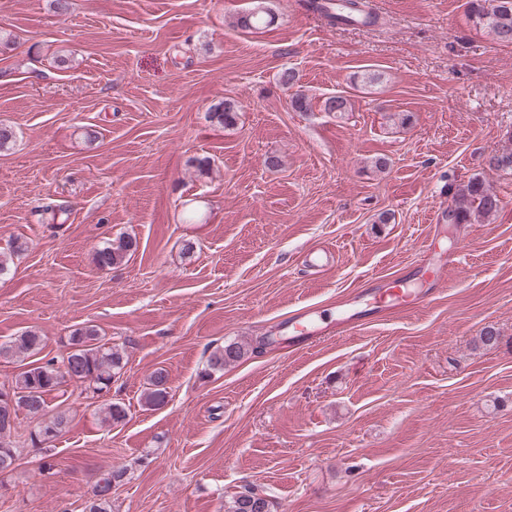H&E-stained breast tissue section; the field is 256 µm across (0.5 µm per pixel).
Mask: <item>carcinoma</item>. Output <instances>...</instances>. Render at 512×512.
<instances>
[{"label": "carcinoma", "instance_id": "cac0c4a2", "mask_svg": "<svg viewBox=\"0 0 512 512\" xmlns=\"http://www.w3.org/2000/svg\"><path fill=\"white\" fill-rule=\"evenodd\" d=\"M308 9L324 16L329 24L356 23L370 26L376 16L369 7L368 0H308ZM269 12L263 5L243 13L235 19L233 26L241 30L258 29L270 23ZM470 19L479 28L490 32L504 44H512V0H470ZM489 167L496 170L512 171V150L495 152L488 156ZM499 199L479 180L475 179L456 193L454 205L448 209V223L466 224L473 211L489 215L497 210ZM133 248L130 240H120L96 251L95 265L109 268L123 262ZM42 338L36 332L26 330L0 344V357L30 356L41 350ZM248 350L237 343L215 349L208 358L212 370H222L225 366L240 361ZM123 368V355L112 346L102 343L98 330L92 326L75 329L68 339L66 355L60 363L50 360L41 366L28 363L12 381V396L0 397V455L5 450L17 451L9 441L12 426L2 422L10 416L22 414L35 417L43 415L48 407L44 396L62 387L71 380L88 382L99 392L108 386L112 373ZM167 375L156 372L151 379L146 402L159 406L167 397ZM127 417L126 408L119 403H111L104 410L103 421L118 424ZM123 470H112L96 486L97 500L90 506V512H112L110 491L112 483L124 476ZM225 512H270V501L252 491L240 492L228 503Z\"/></svg>", "mask_w": 512, "mask_h": 512}]
</instances>
